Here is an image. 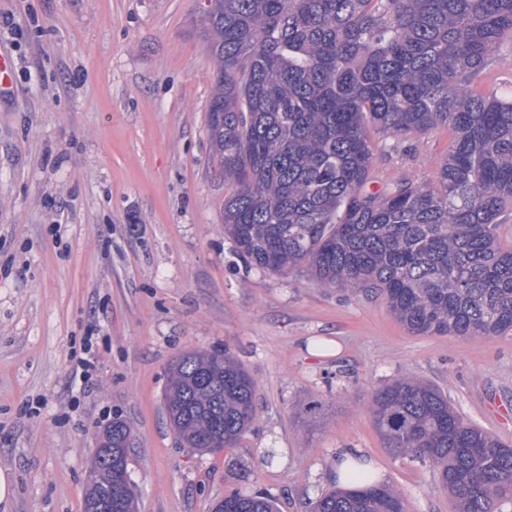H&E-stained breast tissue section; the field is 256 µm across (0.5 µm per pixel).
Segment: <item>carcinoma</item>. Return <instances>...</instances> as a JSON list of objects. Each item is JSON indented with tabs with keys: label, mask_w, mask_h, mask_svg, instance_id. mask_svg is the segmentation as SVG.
Returning <instances> with one entry per match:
<instances>
[{
	"label": "carcinoma",
	"mask_w": 512,
	"mask_h": 512,
	"mask_svg": "<svg viewBox=\"0 0 512 512\" xmlns=\"http://www.w3.org/2000/svg\"><path fill=\"white\" fill-rule=\"evenodd\" d=\"M217 66L208 132L224 180L222 223L237 254L274 275L306 267L321 288L381 296L414 336L512 331V95L475 82L512 44V0H208ZM446 128L431 182L370 191L373 129L400 143ZM256 384L229 349L168 366L163 404L180 445L229 451L257 419ZM384 446L437 468L457 512L512 501V446L461 419L413 377L375 390ZM131 430L102 432L84 508L119 485ZM331 489L311 512H408L382 483ZM224 512H277L232 491Z\"/></svg>",
	"instance_id": "carcinoma-1"
}]
</instances>
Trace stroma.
<instances>
[{
  "instance_id": "35a3bbf8",
  "label": "stroma",
  "mask_w": 512,
  "mask_h": 512,
  "mask_svg": "<svg viewBox=\"0 0 512 512\" xmlns=\"http://www.w3.org/2000/svg\"><path fill=\"white\" fill-rule=\"evenodd\" d=\"M206 0H0V512H83L98 436L132 431L138 512H212L232 490L308 512L337 452L360 449L409 512H456L435 469L376 431L378 387L436 385L512 445V334L414 336L384 299L276 276L225 235L230 190L208 134ZM372 189L432 180L448 130L371 134ZM231 350L257 385L229 452L182 448L162 401L180 353ZM93 362L85 379L75 370Z\"/></svg>"
}]
</instances>
